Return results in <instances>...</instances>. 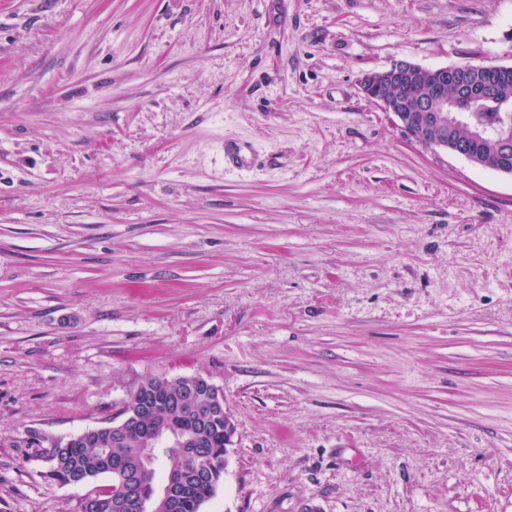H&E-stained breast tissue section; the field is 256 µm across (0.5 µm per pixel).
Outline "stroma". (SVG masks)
Returning a JSON list of instances; mask_svg holds the SVG:
<instances>
[{
    "label": "stroma",
    "instance_id": "obj_1",
    "mask_svg": "<svg viewBox=\"0 0 512 512\" xmlns=\"http://www.w3.org/2000/svg\"><path fill=\"white\" fill-rule=\"evenodd\" d=\"M400 59L512 66V0H0V512L157 374L237 423L201 512H512V176ZM471 66L458 65L425 68L408 60H396L384 70H371L362 80L364 95L384 112L395 116L415 142L427 149H446L470 162L505 174H512V131L491 133L475 119L495 126L504 122L502 112H512V94L503 95L505 71L501 66H481L482 78H470ZM448 89L453 95L448 97ZM492 103L498 112L485 104L473 113V102ZM462 124L470 130L472 144L492 141L490 156L483 150L473 151L465 141V129H448ZM255 163L251 147L245 142H224V168L226 170H244Z\"/></svg>",
    "mask_w": 512,
    "mask_h": 512
}]
</instances>
